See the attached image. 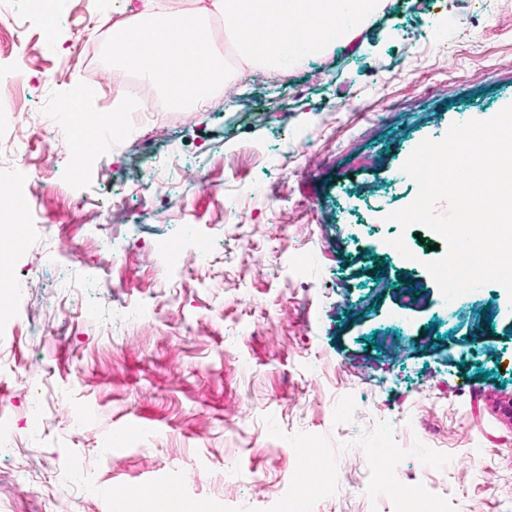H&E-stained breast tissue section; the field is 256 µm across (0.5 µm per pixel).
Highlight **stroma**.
<instances>
[{
  "mask_svg": "<svg viewBox=\"0 0 512 512\" xmlns=\"http://www.w3.org/2000/svg\"><path fill=\"white\" fill-rule=\"evenodd\" d=\"M112 0H64L55 51L39 15L0 30V113L86 92L111 113ZM512 105V0H394L347 46L282 77L262 67L195 112L125 115L126 131L70 167L75 142L0 122V185L32 215L0 319V512H108L63 481L66 450L99 488L183 472L189 494L263 512L296 454L270 437L332 446L377 422L451 455L396 468L457 512H512V296L491 283L452 309L425 268L436 232L401 229L403 172L426 138ZM404 237L403 260L387 242ZM206 262L183 265L185 251ZM41 368L34 390L26 365ZM127 441L111 450L113 434ZM357 448L313 512H395L366 494Z\"/></svg>",
  "mask_w": 512,
  "mask_h": 512,
  "instance_id": "obj_1",
  "label": "stroma"
}]
</instances>
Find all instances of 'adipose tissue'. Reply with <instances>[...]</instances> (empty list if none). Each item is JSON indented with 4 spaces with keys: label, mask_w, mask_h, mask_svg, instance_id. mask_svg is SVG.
<instances>
[{
    "label": "adipose tissue",
    "mask_w": 512,
    "mask_h": 512,
    "mask_svg": "<svg viewBox=\"0 0 512 512\" xmlns=\"http://www.w3.org/2000/svg\"><path fill=\"white\" fill-rule=\"evenodd\" d=\"M389 0H194L185 14L171 0H112L120 21L112 27V57L119 69L155 82L178 105L204 103L225 85L224 51L207 24L221 18L245 64L283 71L330 45L346 44ZM277 32L275 42L262 32Z\"/></svg>",
    "instance_id": "1"
}]
</instances>
